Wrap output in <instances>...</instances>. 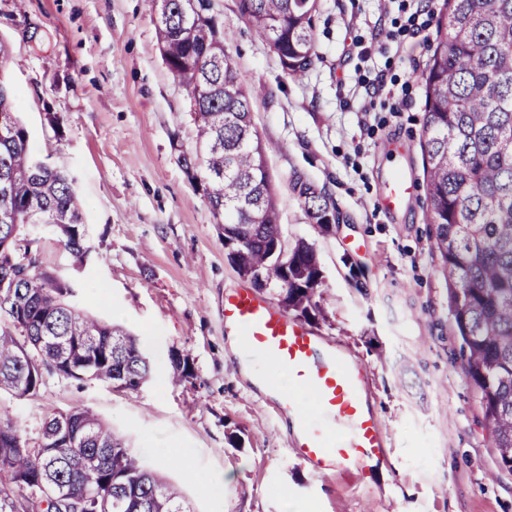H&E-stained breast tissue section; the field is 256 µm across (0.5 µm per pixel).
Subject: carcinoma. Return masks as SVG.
Listing matches in <instances>:
<instances>
[{
  "label": "carcinoma",
  "instance_id": "carcinoma-1",
  "mask_svg": "<svg viewBox=\"0 0 512 512\" xmlns=\"http://www.w3.org/2000/svg\"><path fill=\"white\" fill-rule=\"evenodd\" d=\"M158 42L189 99L196 129L191 160L207 179L203 198L238 241L235 269L259 272L284 307L324 317V275L314 245L282 238L267 166L270 146L252 120L262 90L226 52L213 0H150ZM318 0H239L250 28L277 50L282 69L302 76L315 53ZM425 68L423 171L435 226L433 251L448 309L466 356V375L497 450L496 471L512 473V0H445ZM12 91L0 92V393L35 395L26 355L42 373L138 389L152 377L135 336L83 314L70 290L30 269L16 273L21 228L53 224L67 250L84 255L82 204L71 181L34 166ZM308 217L326 230L335 203L307 182L294 185ZM278 241V253L270 244ZM188 512L181 487L148 468L89 408L50 416L32 448L0 413V512Z\"/></svg>",
  "mask_w": 512,
  "mask_h": 512
}]
</instances>
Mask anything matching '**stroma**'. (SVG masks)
I'll use <instances>...</instances> for the list:
<instances>
[{"mask_svg":"<svg viewBox=\"0 0 512 512\" xmlns=\"http://www.w3.org/2000/svg\"><path fill=\"white\" fill-rule=\"evenodd\" d=\"M214 8L234 66L265 89L252 118L272 146L281 232L320 256L325 316L310 327L364 365L386 456L355 477L315 474L270 398L225 356L224 296L245 281L180 161L194 127L150 0H0V75L32 156L72 181L87 247L76 257L55 226L28 224L17 253L63 282L76 310L135 335L152 366L136 391L48 375L35 396L0 395V410L36 447L46 417L92 408L181 486L191 512H284L288 501L303 512H512V474L489 477L496 450L426 221L423 73L445 0H318L317 56L299 79L238 0ZM394 173L416 190L388 212L379 198ZM298 177L335 202L328 232L307 216ZM175 355L190 369L177 386Z\"/></svg>","mask_w":512,"mask_h":512,"instance_id":"35a3bbf8","label":"stroma"}]
</instances>
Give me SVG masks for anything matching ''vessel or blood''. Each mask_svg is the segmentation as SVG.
Listing matches in <instances>:
<instances>
[{"mask_svg": "<svg viewBox=\"0 0 512 512\" xmlns=\"http://www.w3.org/2000/svg\"><path fill=\"white\" fill-rule=\"evenodd\" d=\"M410 191L403 177H394L381 207L398 209ZM224 323L244 336V360L260 369L270 365L287 372L290 385L281 390L276 404L281 412L296 413L291 445L316 474L356 472L384 456V430L367 404L360 361L248 288L225 297Z\"/></svg>", "mask_w": 512, "mask_h": 512, "instance_id": "obj_1", "label": "vessel or blood"}]
</instances>
